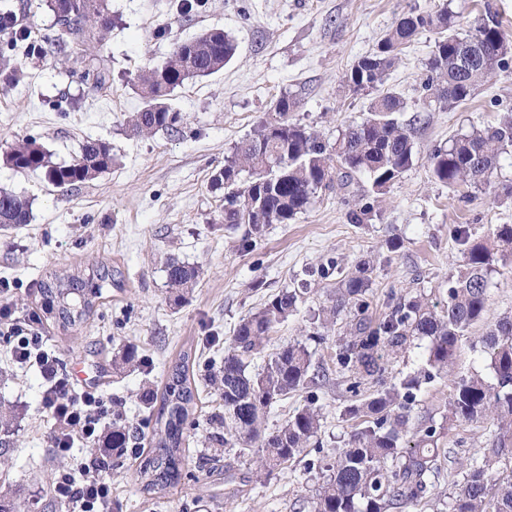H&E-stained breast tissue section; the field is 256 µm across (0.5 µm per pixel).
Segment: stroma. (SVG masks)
I'll return each instance as SVG.
<instances>
[{
    "label": "stroma",
    "mask_w": 512,
    "mask_h": 512,
    "mask_svg": "<svg viewBox=\"0 0 512 512\" xmlns=\"http://www.w3.org/2000/svg\"><path fill=\"white\" fill-rule=\"evenodd\" d=\"M181 4L108 0L112 26L90 45L85 61L88 68L108 71L104 87L82 80L73 63L61 62L50 49L21 58L23 83L0 84V154L19 139L33 138L54 161L64 162L85 141L101 139L111 143L113 158L111 169L72 189L0 162V186L32 201L30 224L0 230V302L19 315L39 313L45 348L62 359L75 391L94 387L120 400L132 426L147 413L142 393L163 387L180 350L196 349L197 407L182 447L189 462L180 482L146 492L137 464L125 459L102 473L112 483V512H293L323 481L320 472H305V461L343 447L349 437L343 413L352 395L333 357L346 334L348 312L340 313L325 342L311 339L312 319L341 275L352 272L358 260H370L373 285L367 298L380 313L391 293L447 287L461 259L450 234L454 225H470L480 237L491 225L512 224V199L490 188L449 190L432 178L428 160L435 147L512 110V67L452 111L420 114L410 106L401 119L414 123L416 160L389 187L377 192L358 177L349 187L320 192L310 208L290 223L269 225L249 249L241 247L244 228L222 224L223 194L211 189L210 178L279 96L295 99L294 121L329 143L343 124L361 120L376 93L350 91L346 73L374 51L403 12H433L445 5L458 13L464 30L491 14L512 35V0H203L189 14ZM211 29L231 35L237 53L221 71L174 92L171 105L183 115L180 132L131 135L128 120L142 106L138 71L165 61L176 43ZM434 39V33L424 32L405 49L386 82L410 103L418 97ZM365 204L371 207L368 219L349 223V212ZM395 236L401 245L393 251L387 241ZM171 257L200 269L192 294L180 304L166 282L165 262ZM98 262L116 270V285L104 288L82 326L62 329L45 311L40 283ZM324 267L332 268V275L319 277ZM493 281L489 307L472 335L512 315V263ZM287 288L302 289L304 301L274 329L251 365H264L284 344L306 343L314 368L326 375L323 420L318 448L260 479L250 455L208 444L224 408L206 377L239 321ZM129 346L149 359V370L113 372V359ZM9 351L0 341V367L12 369L0 380V406L16 409L19 418L0 484L38 493L30 512H68L48 493L50 475L77 467L94 447L79 442L70 456H55V424L42 404L43 379L37 367H12ZM450 391L444 378L422 384L411 423L441 420ZM488 439L484 423L450 422L439 446L451 458L465 460L480 457Z\"/></svg>",
    "instance_id": "35a3bbf8"
}]
</instances>
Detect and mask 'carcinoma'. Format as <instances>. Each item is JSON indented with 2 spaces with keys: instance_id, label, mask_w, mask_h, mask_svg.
<instances>
[{
  "instance_id": "obj_1",
  "label": "carcinoma",
  "mask_w": 512,
  "mask_h": 512,
  "mask_svg": "<svg viewBox=\"0 0 512 512\" xmlns=\"http://www.w3.org/2000/svg\"><path fill=\"white\" fill-rule=\"evenodd\" d=\"M53 13L57 33L50 41L55 52L79 61L91 28H110L107 0H45ZM14 12L0 10V33L7 35L9 49H0V81L17 85L24 73L14 62L12 51L33 52L35 42L28 31L11 26ZM437 30L419 84L416 105H439L451 110L468 101L476 87L492 79L512 59V41L492 16L466 33L457 29L455 16L443 6L433 13L409 12L396 19L377 49L356 60L346 83L354 92L385 84L389 71L404 48L426 30ZM237 43L221 29L208 31L176 45L160 65L146 68L138 76L143 106L128 124L137 134L172 131L181 122L180 112L169 104L170 97L185 81L222 70L235 56ZM297 102L281 96L273 102L265 120L254 134L242 140L224 158V167L211 177L210 186L224 191L222 222L227 227L248 226L243 243L263 234L270 224H287L307 210L320 190L345 186L364 175L380 191L397 181L416 158L412 128L398 119L407 102L386 89L372 99L366 115L338 130L334 143H325L314 131L293 120ZM512 153V113H504L491 126L471 127L446 147L429 155L432 176L454 189L458 186L489 187L512 198V183L495 182L500 158ZM4 164L21 172L44 173L60 188L75 187L96 178L112 167V146L88 140L70 163H55L52 154L37 140L28 138L3 155ZM27 197L0 189V229L30 223ZM453 235L463 246L462 264L443 291L442 306L427 295L391 298L387 311L370 314L367 293L372 285L373 266L361 260L355 270L338 281V287L318 313L325 328L343 311L350 315L349 329L339 340L336 361L349 373L347 390L359 395L366 385L373 393L346 409L358 420L345 447L320 464L309 462L306 472L319 468L328 472L315 490L310 512H413L431 493V478L440 470V448L444 426L428 420L409 427V412L422 383L448 372L459 356L466 332L481 321L489 306L492 274L497 264L512 258V224H496L484 237L474 238L468 225L460 224ZM168 287L177 299L196 286L199 270L171 259L166 264ZM114 270L99 265L88 274L56 277L40 285L49 310L64 328L88 320L102 289L112 285ZM301 293L285 289L259 311L240 320L224 359L211 375V382L224 403V418L212 440L226 448L256 454L257 470L270 474L275 468L298 458L312 445L321 429L316 390L320 373L312 367L311 353L299 341L273 353L264 365L250 368L251 358L274 328L298 311ZM425 340V366L420 373L388 383L383 374L384 358L404 351L414 340ZM487 358V372H472L452 383L448 420L488 421L493 426L490 446L480 460L460 464L462 481L443 502L438 512H512V474L494 475L496 464L512 459V316L488 326L479 336ZM149 367L138 350L129 347L113 360V368ZM192 350L179 352L162 392L145 395L149 414L141 426L149 448L137 456L144 487L151 491L171 486L181 478L185 458L180 449L185 425L193 414L197 387L193 377ZM299 390L308 391L307 403L272 432L267 431V413L276 402ZM16 413L0 408V464L7 461L6 449L14 445ZM112 462L120 464L135 438L133 428L113 404ZM30 501L26 489L14 487L0 493V512H24Z\"/></svg>"
}]
</instances>
